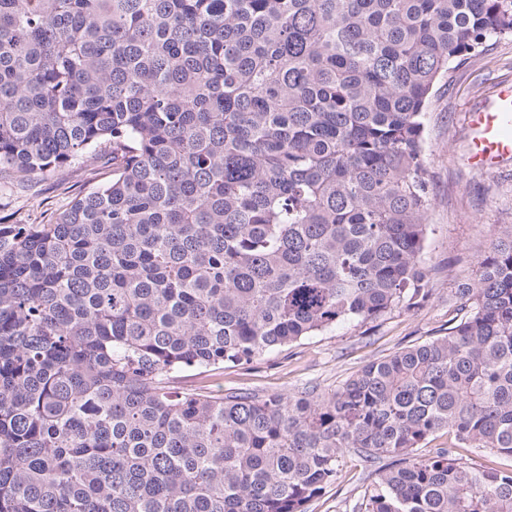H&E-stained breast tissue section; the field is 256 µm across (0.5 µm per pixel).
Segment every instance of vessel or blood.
Listing matches in <instances>:
<instances>
[{
    "instance_id": "1",
    "label": "vessel or blood",
    "mask_w": 512,
    "mask_h": 512,
    "mask_svg": "<svg viewBox=\"0 0 512 512\" xmlns=\"http://www.w3.org/2000/svg\"><path fill=\"white\" fill-rule=\"evenodd\" d=\"M467 145L463 162L480 172L496 170L512 158V83L498 84L466 114Z\"/></svg>"
}]
</instances>
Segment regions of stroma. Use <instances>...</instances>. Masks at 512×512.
Here are the masks:
<instances>
[{"label": "stroma", "mask_w": 512, "mask_h": 512, "mask_svg": "<svg viewBox=\"0 0 512 512\" xmlns=\"http://www.w3.org/2000/svg\"><path fill=\"white\" fill-rule=\"evenodd\" d=\"M502 81H512V37L490 40L479 55L455 62L424 115V164L432 198L421 255L430 290L424 307L398 309L364 324L346 322L243 367L180 372L174 385L215 396L230 389L285 396L307 385L328 392L371 361L446 335L457 289L473 281L477 261L491 248L499 227L512 225V160L484 173L463 167L458 158L468 109L476 96L491 93ZM93 167V159L83 157L22 184L0 181V222L49 220L89 188ZM374 479L357 455L345 453L338 480L306 512H358Z\"/></svg>", "instance_id": "1"}]
</instances>
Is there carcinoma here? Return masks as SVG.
Segmentation results:
<instances>
[{"instance_id": "obj_1", "label": "carcinoma", "mask_w": 512, "mask_h": 512, "mask_svg": "<svg viewBox=\"0 0 512 512\" xmlns=\"http://www.w3.org/2000/svg\"><path fill=\"white\" fill-rule=\"evenodd\" d=\"M512 0H0V178L112 143L0 223V512H305L344 452L363 512H512V225L448 334L342 386L178 390L429 297L422 117ZM448 433V446L418 450ZM94 160L83 157L58 172H45L24 184L0 181V222L39 224L64 210L76 194L92 186ZM458 451L463 455L464 461L476 468L498 467L500 463L511 464L510 460H504L500 457L490 455L477 448H459Z\"/></svg>"}]
</instances>
